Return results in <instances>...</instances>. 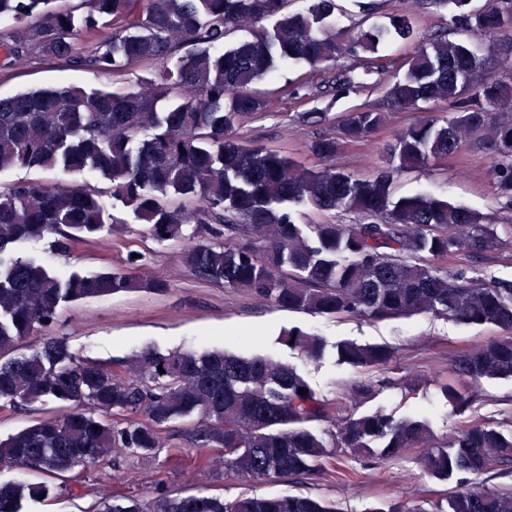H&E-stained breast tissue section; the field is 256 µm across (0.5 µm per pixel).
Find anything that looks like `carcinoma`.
Returning a JSON list of instances; mask_svg holds the SVG:
<instances>
[{
    "label": "carcinoma",
    "instance_id": "carcinoma-1",
    "mask_svg": "<svg viewBox=\"0 0 512 512\" xmlns=\"http://www.w3.org/2000/svg\"><path fill=\"white\" fill-rule=\"evenodd\" d=\"M91 39L75 52L74 10H39L46 0H0V19L16 26L0 46L12 64L39 60L118 72L139 62H160L154 79L136 91H86L71 85L0 98V173L20 168L93 171L112 193L134 207L159 242L186 241L181 260L198 278L245 290L292 311L346 314L373 321L434 313L467 325L492 324L504 335L460 353L454 364L470 387L444 386L457 405L468 404L483 378L512 377V281H478L464 270L434 261L459 252L484 254L512 238V225L483 221L477 212L415 194L397 197L399 174L458 152L463 141L493 157L498 198L512 204V71H496L479 40L512 51V0L471 8V0H421L423 8H448V25L469 35L434 34L418 44L390 74L376 56L389 42L417 40L409 16L360 31L343 43L333 15L335 0H309L300 12L287 0H83ZM271 20L229 46L233 29ZM191 46L185 54L179 51ZM349 62H341L342 58ZM174 61L173 67L165 66ZM305 63L334 69L320 96L345 94L377 74L387 109L345 113L338 135L321 136L311 152L320 168L298 164L278 150L247 145L235 121L264 108L253 86L283 67ZM454 106L429 114L381 148L390 166L356 178L336 166L347 144L367 140L387 122L388 111L426 112L430 103ZM331 106L299 112L302 125L330 121ZM165 197L191 202L174 206ZM343 210L357 224H310L299 208ZM105 224L99 195L81 186L22 180L0 191V356L39 328L52 324L66 304L119 292L158 290L133 275L97 272L62 277L36 260L8 253L17 243L57 237L67 251ZM205 224L209 237L186 240L184 226ZM281 341L309 360L322 357V336L288 330ZM338 359L354 368L387 363L386 345L341 342ZM301 389L308 390L304 395ZM0 400L53 402L55 417L0 440V470L35 467L65 478L79 466L113 454L148 458L166 445L168 425L197 415L187 441L204 453L224 449L225 467L254 479L309 474L335 453L395 458L422 447L427 472L446 480L457 472L482 475L512 464V436L478 423L430 444L425 422L377 411L341 420L327 441L312 424L327 416L325 400L297 369L269 356L226 351L195 354L147 348L119 368L79 363L66 343L45 336L39 347L0 360ZM45 483L0 482V512H27L28 501L49 497ZM153 501L122 494L98 512H337L305 495L173 496L157 485ZM448 512H512V491L464 487L448 497Z\"/></svg>",
    "mask_w": 512,
    "mask_h": 512
}]
</instances>
